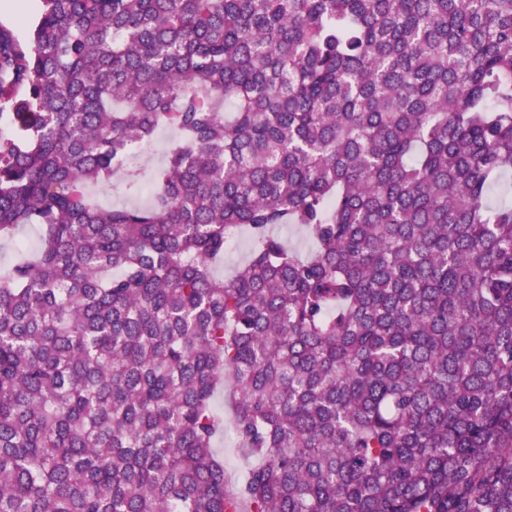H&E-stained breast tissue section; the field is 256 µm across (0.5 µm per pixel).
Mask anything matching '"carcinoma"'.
Returning <instances> with one entry per match:
<instances>
[{
	"instance_id": "carcinoma-1",
	"label": "carcinoma",
	"mask_w": 512,
	"mask_h": 512,
	"mask_svg": "<svg viewBox=\"0 0 512 512\" xmlns=\"http://www.w3.org/2000/svg\"><path fill=\"white\" fill-rule=\"evenodd\" d=\"M41 3L0 23V240L43 232L0 274V512H512V0ZM177 139L178 135L172 130H159L155 135L152 153L139 157L134 162L147 169L156 170L161 168L164 164L167 150ZM97 195H94L95 198L101 205L106 206H121L127 204H135V205H148L150 203L149 197H140L137 199H129L123 196L121 193L112 190V186H104L102 188H98ZM251 240L248 233L240 229L238 232V244L224 258V263L215 268V274L221 278H229L238 268L248 260L251 251ZM217 448H224V466L225 474L228 479L230 489L237 486L244 478L247 470V460L241 448L227 447L224 440L216 444Z\"/></svg>"
}]
</instances>
